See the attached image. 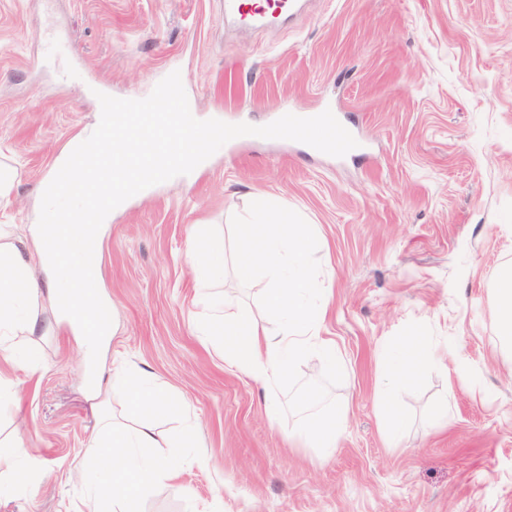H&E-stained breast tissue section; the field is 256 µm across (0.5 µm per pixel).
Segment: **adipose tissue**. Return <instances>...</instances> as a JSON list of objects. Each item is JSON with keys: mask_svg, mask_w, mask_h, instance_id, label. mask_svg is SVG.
Listing matches in <instances>:
<instances>
[{"mask_svg": "<svg viewBox=\"0 0 512 512\" xmlns=\"http://www.w3.org/2000/svg\"><path fill=\"white\" fill-rule=\"evenodd\" d=\"M97 224H68L55 215L49 222L36 225L31 235L39 243L38 251L28 246L10 245L0 254V341L12 335L17 327H32L33 322L23 313V306L33 292L34 280L30 271L42 266L49 273L50 295L87 289L96 283L85 274L86 252L97 240ZM493 314L504 347L512 349V266L503 267L492 285ZM398 348L401 358L386 366L389 382L399 383L423 373L429 363L427 344L422 337H403ZM132 409L139 415L141 425L134 432L116 429L111 440L90 454L91 469L97 475L95 485L100 498L110 491L124 492L122 512H141L139 493L159 478H173L176 463L169 457H149L145 451L154 447L156 439L150 421L154 416L174 410L173 399L162 389L144 381L118 374Z\"/></svg>", "mask_w": 512, "mask_h": 512, "instance_id": "adipose-tissue-1", "label": "adipose tissue"}]
</instances>
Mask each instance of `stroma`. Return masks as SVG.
I'll return each mask as SVG.
<instances>
[{
	"mask_svg": "<svg viewBox=\"0 0 512 512\" xmlns=\"http://www.w3.org/2000/svg\"><path fill=\"white\" fill-rule=\"evenodd\" d=\"M222 2L0 0V164L14 170L2 247L45 223L40 183L88 134L96 92L145 97L173 69L197 119L262 126L329 106L371 154L243 142L113 212L98 282L114 332L98 361L43 293L25 306L37 329L0 350V512H99L97 405L139 422L116 366L185 409L153 423L157 455L181 464L141 493L142 512H512V354L491 290L512 265V0H299L284 24L252 30ZM256 200L320 230V334L343 363L330 395L347 416L327 457L289 440L296 416L271 422L265 389L197 329L205 288L275 328L259 286L184 261L201 243L231 248L232 216ZM404 336L424 337L432 362L401 388L409 424L394 441L382 365Z\"/></svg>",
	"mask_w": 512,
	"mask_h": 512,
	"instance_id": "1",
	"label": "stroma"
}]
</instances>
